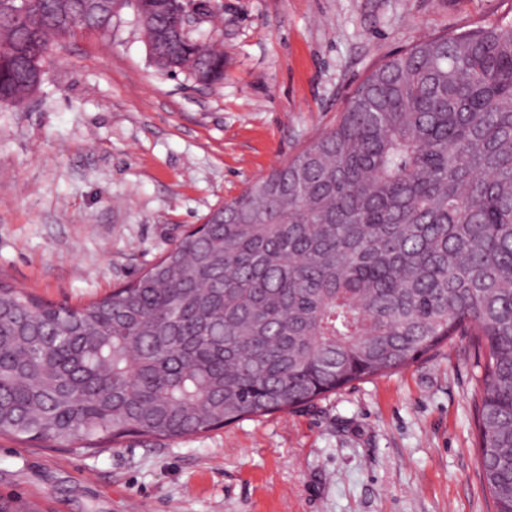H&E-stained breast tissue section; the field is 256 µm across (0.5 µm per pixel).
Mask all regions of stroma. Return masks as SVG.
I'll list each match as a JSON object with an SVG mask.
<instances>
[{"instance_id":"obj_1","label":"stroma","mask_w":512,"mask_h":512,"mask_svg":"<svg viewBox=\"0 0 512 512\" xmlns=\"http://www.w3.org/2000/svg\"><path fill=\"white\" fill-rule=\"evenodd\" d=\"M512 0H224V79L153 65L131 7L54 48L0 107V281L76 306L127 285L213 208L331 128L372 68ZM475 350L310 405L99 455L0 438V496L38 512H487Z\"/></svg>"}]
</instances>
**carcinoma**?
I'll list each match as a JSON object with an SVG mask.
<instances>
[{
    "mask_svg": "<svg viewBox=\"0 0 512 512\" xmlns=\"http://www.w3.org/2000/svg\"><path fill=\"white\" fill-rule=\"evenodd\" d=\"M0 0V104L40 85L107 0ZM181 0H138L149 55L212 85L224 52ZM470 336L493 512H512V26L428 36L374 68L336 125L206 215L134 283L80 307L0 284V436L100 454L309 404Z\"/></svg>",
    "mask_w": 512,
    "mask_h": 512,
    "instance_id": "obj_1",
    "label": "carcinoma"
}]
</instances>
